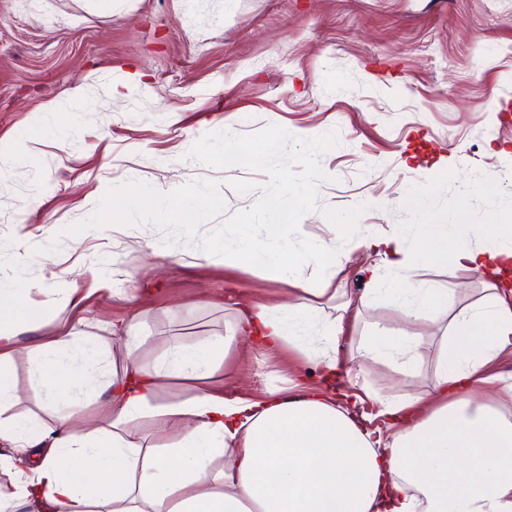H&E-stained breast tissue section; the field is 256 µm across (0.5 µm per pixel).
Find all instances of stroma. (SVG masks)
Segmentation results:
<instances>
[{"label": "stroma", "mask_w": 512, "mask_h": 512, "mask_svg": "<svg viewBox=\"0 0 512 512\" xmlns=\"http://www.w3.org/2000/svg\"><path fill=\"white\" fill-rule=\"evenodd\" d=\"M508 102L512 0H0V283L59 336L138 321V356L155 365L170 337L223 335L231 302L288 299L270 272L202 250L267 176L188 159L197 139L270 124L299 138L338 130L320 159V209L303 225L337 237L322 208L364 204L360 235L416 243L421 225L456 213L512 221V188L493 178L512 170ZM418 274L460 287L413 324L426 334L422 391L439 352L429 330L478 303L486 283L453 264ZM303 276L351 299L373 288L383 323L402 328L404 271L372 281L355 258L335 278L312 263ZM296 372L321 387L294 348H242L208 385L255 397ZM4 375L19 395L9 415L43 432L27 362Z\"/></svg>", "instance_id": "obj_1"}]
</instances>
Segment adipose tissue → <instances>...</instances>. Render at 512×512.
<instances>
[{
    "instance_id": "obj_1",
    "label": "adipose tissue",
    "mask_w": 512,
    "mask_h": 512,
    "mask_svg": "<svg viewBox=\"0 0 512 512\" xmlns=\"http://www.w3.org/2000/svg\"><path fill=\"white\" fill-rule=\"evenodd\" d=\"M485 243L473 240L468 224H428L424 249L396 234L365 238L342 247L315 231L303 243L276 248L242 240L225 248L229 266H261L288 282L282 313L255 302L235 309L220 336L171 339L165 354L148 368L133 356L137 334L42 336L17 345L37 320L18 309V292L0 288V366L25 359L35 379L31 402L52 425L33 435L29 422L15 418L0 428V442L22 461L29 449L45 454L24 480L0 487V512H512V418L498 405L484 374L487 363L512 346V301L486 294L480 305L453 316L439 337L440 357L422 395L398 396L351 378L352 391L336 404L328 391L299 384L274 387L263 396L225 398L204 381L222 370L240 343L254 349L288 345L322 370L337 372L345 322L370 317L353 360L384 363L417 377L414 352L422 335L396 331L371 317L367 298L338 306L320 319L308 297L336 299L338 289L311 287L302 277L309 261L335 256L344 269L353 252L386 259L408 272L397 292L406 317L452 298L445 283L414 275L418 256L454 260L466 270L497 282L512 274V224L485 226ZM100 352L122 354L123 374L99 379L81 369ZM67 378L68 400L60 402L55 379ZM199 382L189 400L160 404L162 379ZM108 418L98 424L86 396ZM371 402L387 420V439L374 438L360 404ZM151 414L160 426L180 422L176 442L145 446L131 439L129 422Z\"/></svg>"
}]
</instances>
